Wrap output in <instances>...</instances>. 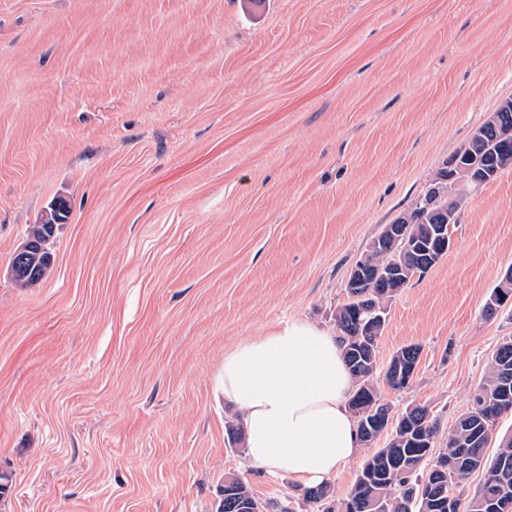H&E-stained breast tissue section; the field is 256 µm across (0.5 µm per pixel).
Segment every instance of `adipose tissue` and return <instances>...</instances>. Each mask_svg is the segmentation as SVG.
Listing matches in <instances>:
<instances>
[{"label":"adipose tissue","mask_w":512,"mask_h":512,"mask_svg":"<svg viewBox=\"0 0 512 512\" xmlns=\"http://www.w3.org/2000/svg\"><path fill=\"white\" fill-rule=\"evenodd\" d=\"M353 384L336 336L296 321L225 354L220 388L239 414L249 460L310 487L360 451L347 406Z\"/></svg>","instance_id":"obj_1"}]
</instances>
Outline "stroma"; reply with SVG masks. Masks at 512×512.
I'll list each match as a JSON object with an SVG mask.
<instances>
[{
  "label": "stroma",
  "mask_w": 512,
  "mask_h": 512,
  "mask_svg": "<svg viewBox=\"0 0 512 512\" xmlns=\"http://www.w3.org/2000/svg\"><path fill=\"white\" fill-rule=\"evenodd\" d=\"M512 99V0H0V512H218L224 356L335 331L351 268ZM65 202L33 286L14 254ZM389 305L444 446L512 304V166Z\"/></svg>",
  "instance_id": "35a3bbf8"
}]
</instances>
